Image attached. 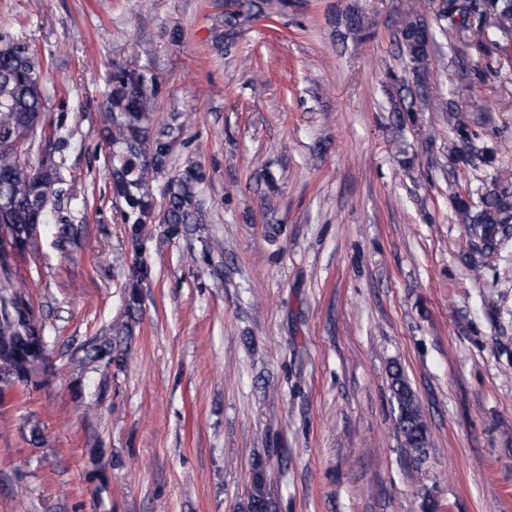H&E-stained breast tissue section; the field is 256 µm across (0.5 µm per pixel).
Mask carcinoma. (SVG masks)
I'll list each match as a JSON object with an SVG mask.
<instances>
[{"mask_svg":"<svg viewBox=\"0 0 512 512\" xmlns=\"http://www.w3.org/2000/svg\"><path fill=\"white\" fill-rule=\"evenodd\" d=\"M257 4L238 0L237 9L225 13L224 32L216 42L231 50L243 26L253 16ZM462 29L465 46L470 52V66L462 75L445 105L448 114V143L455 162L467 170L479 171L492 166L496 151L480 147V118L469 120L464 104L474 92L473 81L496 70L494 54L503 49L499 36L512 34V0H439L433 17L416 11L406 18L401 30L403 52L415 79V89H406L408 104L395 107L396 122L405 126L414 122L416 100H425L427 86L437 80L434 66L436 35L449 38ZM44 96L31 48L8 41L0 46V229L11 233L17 255L34 248L31 227L42 222L49 205H58L67 196L62 187L55 155L63 154L69 141L63 136L50 140L46 157L36 165L21 159L18 148L42 123ZM157 111L156 95L146 75L135 69L117 67L112 72L108 106L104 117V139L112 148V195L121 200L127 211L125 223L132 241L139 240L146 225L154 222L167 236H176L190 224L205 222L204 203L199 197L203 175L189 168L168 181L164 189V209L156 217L152 186L148 172L168 166L175 147L183 135V125L167 124L156 128L152 115ZM459 223L467 226L472 247L485 264L498 275L512 278V263L501 264L502 250L512 240V200L508 189L493 178L478 179L465 194L452 197ZM0 253V386L30 382L31 364L43 353V337L34 316H26L25 282L5 267ZM152 269L144 262L132 272L127 321L117 333L131 335L140 309L139 288L150 282ZM108 343L94 345L86 360L107 366L124 361L113 355ZM391 390L397 405V429L414 460L421 462L431 447L426 417L419 400L407 384L401 368L391 373ZM274 504L265 489L262 461L253 464V490L248 512H273Z\"/></svg>","mask_w":512,"mask_h":512,"instance_id":"cac0c4a2","label":"carcinoma"}]
</instances>
